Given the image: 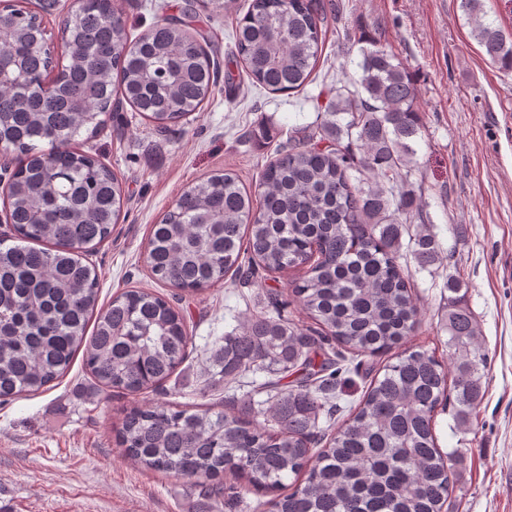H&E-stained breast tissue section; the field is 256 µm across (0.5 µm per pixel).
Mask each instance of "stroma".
Here are the masks:
<instances>
[{
	"mask_svg": "<svg viewBox=\"0 0 512 512\" xmlns=\"http://www.w3.org/2000/svg\"><path fill=\"white\" fill-rule=\"evenodd\" d=\"M312 81L272 93L237 76L217 84L200 115L158 130L130 105L84 143L121 178L124 205L112 236L91 255L99 309L128 287L179 298L192 343L179 370L137 394L96 388L81 359L49 390L0 403V512H224L190 480L131 465L114 443L125 409L145 403L224 405V380L210 375L214 343L285 292L287 277L256 271L197 297L156 281L144 263L149 232L182 188L219 170L247 188L314 121L329 88L357 75V40L371 34L406 67L418 90L423 132L412 177L438 260L419 266L409 237L399 261L419 310L416 342L445 353L449 277L477 320L487 355L484 398L472 429L437 413L438 445L453 452L457 484L444 512H512V71L490 65L471 35L460 0H338Z\"/></svg>",
	"mask_w": 512,
	"mask_h": 512,
	"instance_id": "stroma-1",
	"label": "stroma"
}]
</instances>
